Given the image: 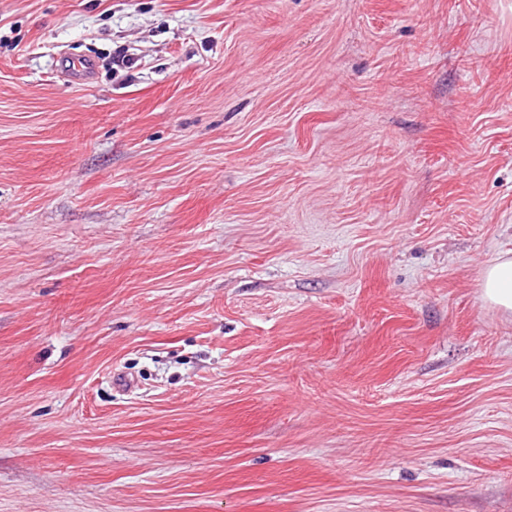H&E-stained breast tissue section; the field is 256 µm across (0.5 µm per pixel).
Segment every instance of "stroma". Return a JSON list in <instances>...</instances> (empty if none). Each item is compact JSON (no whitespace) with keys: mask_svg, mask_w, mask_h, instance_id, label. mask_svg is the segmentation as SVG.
Returning <instances> with one entry per match:
<instances>
[{"mask_svg":"<svg viewBox=\"0 0 512 512\" xmlns=\"http://www.w3.org/2000/svg\"><path fill=\"white\" fill-rule=\"evenodd\" d=\"M505 256L512 0H0V512H512ZM482 299L492 307L512 314V258H501L486 269Z\"/></svg>","mask_w":512,"mask_h":512,"instance_id":"35a3bbf8","label":"stroma"}]
</instances>
